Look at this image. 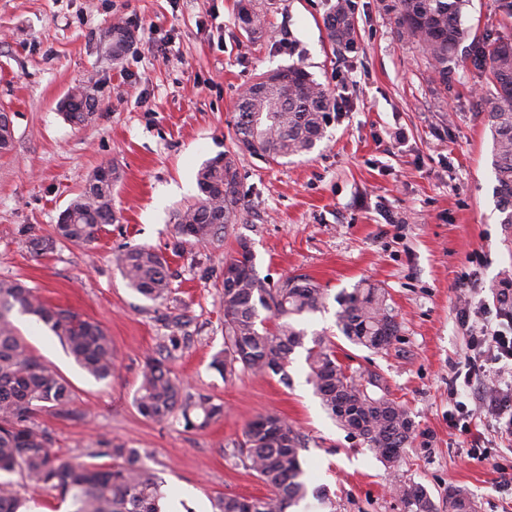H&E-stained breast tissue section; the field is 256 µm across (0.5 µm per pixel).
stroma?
<instances>
[{
    "label": "stroma",
    "mask_w": 512,
    "mask_h": 512,
    "mask_svg": "<svg viewBox=\"0 0 512 512\" xmlns=\"http://www.w3.org/2000/svg\"><path fill=\"white\" fill-rule=\"evenodd\" d=\"M268 34L248 42L235 0H0V110L15 131L0 155V279L34 288L49 305L98 321L116 348L112 378L83 371L34 317L12 319L35 356L74 394L66 416L41 413L54 447L84 461L111 438L146 455L162 492L190 495L182 512H211V498H256L268 489L255 473L229 464L225 448L248 423L273 415L296 430L310 488L336 512H401L392 487L423 484L438 512L448 492L466 491L478 512H512V437L491 432L482 411L467 431L452 427L448 382L466 352L455 321L458 286L483 253L485 300L512 265V226L501 223L494 193L489 88L470 61L442 82L417 45L399 41L396 15L380 0H351L358 50L340 53L327 37V0H253ZM126 21L131 39L113 57L109 32ZM476 37H511L498 0H470L464 16ZM299 64L333 94L325 138L304 155L269 163L238 152L245 211L223 241L178 244L174 215L200 195L196 174L208 159L238 151L235 105L264 72ZM90 87L98 101L82 126L59 103ZM116 165V220L89 246L31 253L30 234L54 224L90 175ZM247 240L260 278L306 275L323 288L320 311L299 318L307 333H326L348 372L377 375L402 404L415 433L397 468H387L362 440L336 425L306 381L303 349L277 376L211 368L224 346L219 293L224 261ZM148 246L170 266L173 299L159 305L129 288L115 257ZM386 289L400 329L388 350L351 344L336 327L335 301L357 284ZM187 312L189 338L174 373L190 393L224 403V416L202 430L178 420L144 418L134 393L145 360L171 317ZM486 449L485 459L468 451Z\"/></svg>",
    "instance_id": "1"
}]
</instances>
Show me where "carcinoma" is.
Returning <instances> with one entry per match:
<instances>
[{"label":"carcinoma","mask_w":512,"mask_h":512,"mask_svg":"<svg viewBox=\"0 0 512 512\" xmlns=\"http://www.w3.org/2000/svg\"><path fill=\"white\" fill-rule=\"evenodd\" d=\"M466 0H395L396 32L402 42L417 44L432 61L443 82L458 53H472L475 68L486 74L497 96L490 100L487 124L492 138V166L501 223L512 224V39L497 37L480 43L465 24ZM241 29L251 41L264 35L252 0H238ZM327 36L339 50L357 45V24L349 0L329 5L324 18ZM112 55L125 49L130 31L112 25ZM330 92L300 65H289L257 77L237 103L236 138L246 151L266 161L303 155L326 134ZM115 177L105 184L91 175L66 208L71 223L56 224L51 238L32 237L35 255L57 242L88 246L106 224L116 220L113 207ZM202 197L176 215L180 247L183 239L213 244L224 238V227L241 215L240 173L237 154L226 152L207 160L197 173ZM240 262L235 287L224 288V349L211 366L219 374L237 370L279 377L288 384V366L295 349H305L307 381L328 414L344 430L359 421L360 437L382 462L394 464L415 431L407 410L386 394L375 392L378 379L348 374L322 334L305 345L307 333L293 319L314 313L324 304V291L305 276H288L274 286L255 273L253 254ZM127 285L158 304L172 293L167 259L150 247L139 246L117 257ZM336 326L352 344L379 352L398 336L399 324L388 303V294L374 285L358 286L336 297ZM271 313L275 328L258 325L259 310ZM37 318L66 346L85 371L98 380L112 377V337L102 326L79 313L44 303L25 284L0 279V473H19L36 488L57 493L71 504V512H164L163 494L154 475L142 462L138 448L110 440L91 452L107 457L109 465L87 463L52 448L46 429L37 425L39 412L67 415L73 393L61 377L36 358L17 334L13 312ZM180 348L171 336L147 357L134 394V403L145 417L161 421L175 416L186 429H203L224 415V405L204 394H191L173 373L169 362ZM224 457L257 473L267 486L263 497L219 495L211 512H289L303 501L308 487L302 480L300 440L284 420L260 416L244 430V439L224 449ZM403 512H436L425 486L403 482L396 488ZM27 500L10 481H0V512H23ZM448 512H473L471 499L461 490L448 492Z\"/></svg>","instance_id":"cac0c4a2"}]
</instances>
